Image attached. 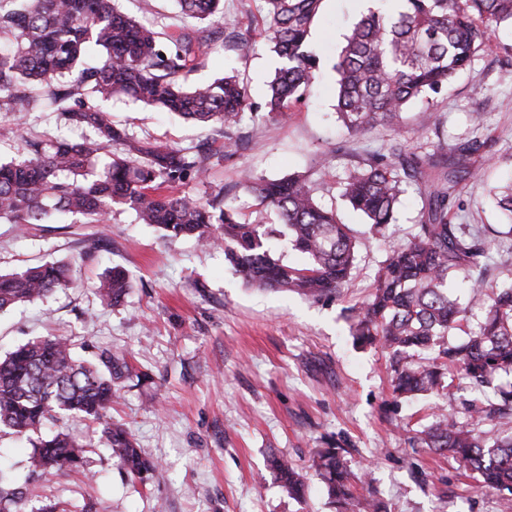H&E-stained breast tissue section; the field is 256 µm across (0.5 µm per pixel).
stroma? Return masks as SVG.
Returning a JSON list of instances; mask_svg holds the SVG:
<instances>
[{
  "instance_id": "35a3bbf8",
  "label": "stroma",
  "mask_w": 512,
  "mask_h": 512,
  "mask_svg": "<svg viewBox=\"0 0 512 512\" xmlns=\"http://www.w3.org/2000/svg\"><path fill=\"white\" fill-rule=\"evenodd\" d=\"M122 11L162 32L192 27L175 19L172 0H118ZM366 0H323L310 41L320 57L305 100L282 117L246 112L236 129L244 139L229 158H214L208 173L176 184L175 193L199 199L222 191L243 220L275 224L279 218L248 193L245 178L276 179L302 172L323 206L335 210L356 240L355 265L339 295L312 301L247 285L220 249L194 240L163 239L138 223L133 210L114 209L101 224H32L25 233L0 223V271L45 261L71 267L72 285L49 299L0 313V355L48 336L64 337L88 359L125 354L148 381H124L110 415L126 424L142 452L159 463L147 480L128 476L99 445V423L65 421L71 436L88 444L85 474L48 475L30 483L25 512L45 500L62 512H336L323 484L310 473L322 437L347 440L353 470L369 469L388 512H498L496 492L478 488L453 458L410 446L409 431L427 426L434 405L464 420L475 396L454 379L440 401L396 398L389 354L382 347L354 346L348 309L367 298L386 254L414 234L425 206L420 183L407 181L395 224L375 233L341 196L346 176L368 153L388 152L391 132L376 127L348 135L337 120L334 64L345 36L364 14ZM262 0H224V18L213 42L183 73L188 87L211 83L235 68L252 102H263L278 57L263 28ZM114 122L137 139L179 148L219 146L218 128L198 127L159 109L121 99L108 105ZM437 123L417 104L404 115L406 149L445 140L492 138L482 174L455 187L463 206L459 221L496 230L492 187L512 180V29H498L490 49L457 74L435 97ZM0 158L21 153L23 137L91 136L54 112H0ZM120 265L132 288L118 305L95 293L107 267ZM283 454L307 476L304 500L289 498L267 467Z\"/></svg>"
}]
</instances>
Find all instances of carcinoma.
I'll list each match as a JSON object with an SVG mask.
<instances>
[{
  "label": "carcinoma",
  "instance_id": "carcinoma-1",
  "mask_svg": "<svg viewBox=\"0 0 512 512\" xmlns=\"http://www.w3.org/2000/svg\"><path fill=\"white\" fill-rule=\"evenodd\" d=\"M173 2L202 26L164 42L159 32L119 11L114 0H0V112H56L66 123L94 131L82 141L29 139L26 155L0 161V222L22 229L71 214L98 223L113 208L127 206L169 240L192 237L224 248L248 284L314 301L336 296L354 267L356 241L336 212L316 200L308 176L245 181L260 204L278 213V229L241 221L222 190L205 201L169 191L205 175L212 157L233 154L241 141L229 130L252 109L231 71L202 88L175 81L211 40L206 24L217 21L221 0ZM321 2L265 0V32L280 60L264 102L269 114L290 110L313 84L318 61L307 38ZM502 26L512 27V0H404L393 13L369 11L347 35L335 65L339 119L352 135L376 126L402 135V113L415 102H430ZM122 96L193 124L218 123L224 144L192 152L135 140L90 104ZM481 147L467 141L450 154L441 141L420 152L395 145L388 154H369L346 177L342 196L377 232L395 222L404 179L421 182L427 198L415 235L387 255L370 298L351 308L350 331L361 347L389 350L398 398L443 394L453 369L484 393L469 404L465 422L439 413L409 443L451 455L477 473L482 487L499 493L501 512H512V433L497 430L512 422V383L493 384L500 373H512V284L493 285L491 242L483 227L453 222L459 174L480 175L472 157ZM105 154L110 162L99 170ZM499 207L505 216L500 233L512 237V187ZM276 234L288 236L307 262L294 266L275 256L267 240ZM459 275L470 290L465 305L448 294V282ZM69 285V267L61 261L0 274V312ZM130 286L128 271L111 267L98 292L114 305ZM476 309L484 312L478 331L452 340ZM132 376L124 355L81 360L58 337L28 342L1 357L0 434H37L27 459L29 479L86 465L85 445L62 431L41 434L45 425L70 417L103 422L100 443L127 475L142 479L158 470L127 426L106 421L120 380ZM347 454L339 442L314 452L312 467L328 498L338 512H387L375 496L356 493L355 483L368 480L353 477ZM270 469L288 497L305 498V478L287 458L272 456ZM23 503V489L0 471V512H22Z\"/></svg>",
  "mask_w": 512,
  "mask_h": 512
}]
</instances>
